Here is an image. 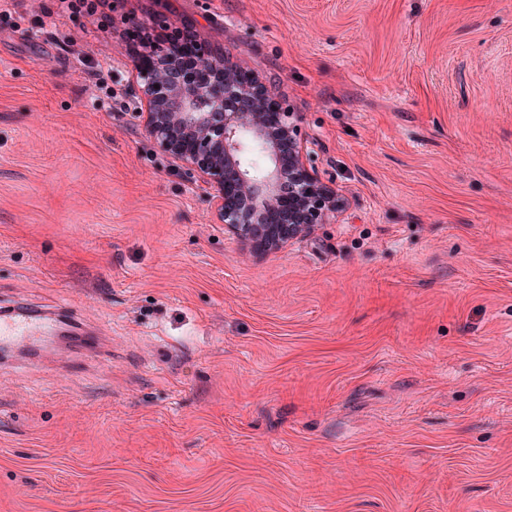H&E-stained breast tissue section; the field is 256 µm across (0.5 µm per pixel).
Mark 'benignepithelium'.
Wrapping results in <instances>:
<instances>
[{
	"label": "benign epithelium",
	"mask_w": 512,
	"mask_h": 512,
	"mask_svg": "<svg viewBox=\"0 0 512 512\" xmlns=\"http://www.w3.org/2000/svg\"><path fill=\"white\" fill-rule=\"evenodd\" d=\"M145 48L161 56L157 65L142 67L137 75V104L145 107L146 128L161 151L181 159L214 190L216 215L225 232L247 242L264 239L263 227L255 223L258 205L274 206L285 181L293 189L295 211L268 249L278 250L306 235L336 210L334 195L303 169L298 114L268 86L207 46L203 69L218 74L210 82L183 75L169 63L162 45L148 40ZM284 144L292 164L286 175L279 163ZM255 148L268 159L267 166L253 167Z\"/></svg>",
	"instance_id": "1"
}]
</instances>
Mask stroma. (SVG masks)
<instances>
[{
	"mask_svg": "<svg viewBox=\"0 0 512 512\" xmlns=\"http://www.w3.org/2000/svg\"><path fill=\"white\" fill-rule=\"evenodd\" d=\"M300 117L340 208L265 251L133 112L131 19ZM0 512H512V0H0ZM66 317L62 312L43 316L23 306L1 313L0 348L17 353L33 352L45 337L68 329L71 332H74L73 329L80 330L77 334L83 336L85 345L94 348L97 344V331L93 328H81L79 325L82 324L69 322Z\"/></svg>",
	"mask_w": 512,
	"mask_h": 512,
	"instance_id": "obj_1",
	"label": "stroma"
}]
</instances>
